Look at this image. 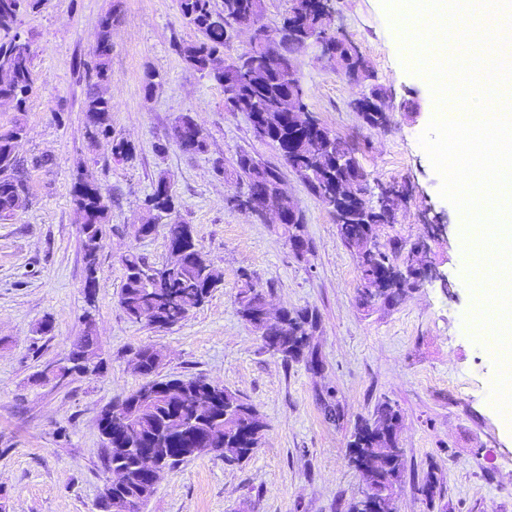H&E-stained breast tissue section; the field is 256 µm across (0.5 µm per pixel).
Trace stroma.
<instances>
[{
    "instance_id": "35a3bbf8",
    "label": "stroma",
    "mask_w": 512,
    "mask_h": 512,
    "mask_svg": "<svg viewBox=\"0 0 512 512\" xmlns=\"http://www.w3.org/2000/svg\"><path fill=\"white\" fill-rule=\"evenodd\" d=\"M111 11L112 79L104 91L114 137L134 147L123 163L113 161L111 139H89L84 112L99 23ZM17 26L31 44L36 82L24 114L0 107V132L19 116L26 125L17 151L27 163L28 193L26 208L0 221V512H97L107 482L98 417L142 384L131 359L143 346L162 350L160 377L222 385L252 404L266 428L242 462L203 454L166 471L142 512H348L363 485L348 463V443L356 424L386 401L401 414L397 438L405 451L395 512H512V422L490 401L496 354L465 321L475 306L465 272L474 255L463 248L460 214L441 197L442 178L420 144L434 111L429 84L407 70L381 0L331 2L330 28L359 46L370 69L365 82L336 72L315 45L293 58L309 111L354 145L366 202L375 204L386 185L405 191L392 222L378 226V243L395 240L407 252L427 240L428 260L441 273L412 284L392 305L361 300L357 259L334 214L274 145L255 137L247 113L226 110L222 87L177 54V44L199 34L176 0H43L22 11ZM375 88L388 96L382 128L365 124L355 108ZM183 114L201 127L206 153L185 154L173 141ZM243 151L278 165L304 217L306 253L292 251L281 225L231 206ZM84 171L111 198L91 300L72 197ZM162 176L181 219L224 276L204 306L167 329L130 319L119 304L123 253L136 250L153 265L168 259L164 232L134 235ZM437 216L448 229L433 239L428 226ZM245 273L271 310L317 312L312 345L321 370L284 362L241 319L236 294ZM88 312L103 373L35 383L84 335ZM45 319L51 331L37 333ZM329 403L339 406V419L327 416ZM430 472L439 483L429 500L419 487Z\"/></svg>"
}]
</instances>
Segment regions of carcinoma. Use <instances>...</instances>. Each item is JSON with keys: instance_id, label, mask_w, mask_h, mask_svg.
<instances>
[{"instance_id": "1", "label": "carcinoma", "mask_w": 512, "mask_h": 512, "mask_svg": "<svg viewBox=\"0 0 512 512\" xmlns=\"http://www.w3.org/2000/svg\"><path fill=\"white\" fill-rule=\"evenodd\" d=\"M32 9L43 0H0V32L7 40H0V102L10 103L15 111H25V103L35 82L32 52L28 41L16 31L23 2ZM183 19L192 25L201 38L177 45V53L189 67L210 75L224 89L225 105L230 112H247L254 135L277 148L284 162L304 175L303 182L310 192L329 210H334L331 193L336 183V156L348 158L349 167L343 175L356 181L361 192H366L365 175L354 156L353 146L330 131H325L326 142L315 149L310 135L292 126L293 113L288 111V84L300 93V104H306L308 92L296 74L291 57L294 48L288 45V31L296 25H307V38H322L333 42L336 36L318 28L314 18H303L289 12L275 36L267 43L257 44L244 52L250 58L251 72L245 74L235 63H218L217 54L227 41L226 17L240 22L260 25L264 0H222L221 6L213 0H177ZM113 15H105L99 24L93 49L91 70L97 82L111 79ZM85 112L89 137L96 140L112 135V101L91 85L86 95ZM194 119L185 114L173 127V140L180 149L196 155L207 152L203 132L192 126ZM22 120L13 128L0 133V220H10L26 207L27 196L23 177L24 163L16 154V143L23 137ZM133 157L132 145L123 139L112 140V158L125 162ZM237 179L251 186V202L263 207L268 186L280 182L277 167L248 152H241L235 160ZM73 200L82 217V247L85 260V288L87 296L95 294L99 252L103 247L104 228L109 223L110 198L105 194L93 174L82 173L76 179ZM148 209L153 212L139 225L138 236L149 237L158 228V220L169 218L165 224L166 241H183L189 249L184 262L174 259L155 266L145 261L136 251L122 256L125 271L119 303L134 320L144 317L151 322L173 326L181 322L194 309L204 305L219 288L223 274L213 265L199 247L191 226L179 220L175 196L170 181L161 176L148 195ZM340 239L352 249L357 258L361 295L370 292L379 270L395 267L393 255L397 245L380 246L359 232L357 224L337 225ZM244 284L239 289L236 304L240 317L262 337L265 347L286 362L306 359L304 348L309 332L319 325L318 314L310 309L285 310L275 324L268 321L263 293L250 275L242 274ZM87 333L72 342L71 355L94 353L93 319L86 316ZM138 370L148 382L159 390L146 394V385L127 395L121 402L126 423L121 434L114 433L113 425L101 413L99 432L104 446L107 469H122L126 481L112 487V499L133 498L146 504L155 490L141 492L136 456H118V448H164L165 466L174 469L185 460L182 449L193 448L191 437L184 435L179 425L186 419L197 421L196 429L208 440L205 447L216 452L230 464L247 459L258 447L265 423L257 410L238 394L215 386L217 396L208 393H190L188 388L200 382L198 378H155L162 354L144 347L136 350ZM401 420L398 410L388 403L378 406L372 422L357 424L348 444L349 464L361 472L365 486L364 498L383 504L381 510L393 508L394 490L403 476L404 452L398 449L396 431Z\"/></svg>"}]
</instances>
